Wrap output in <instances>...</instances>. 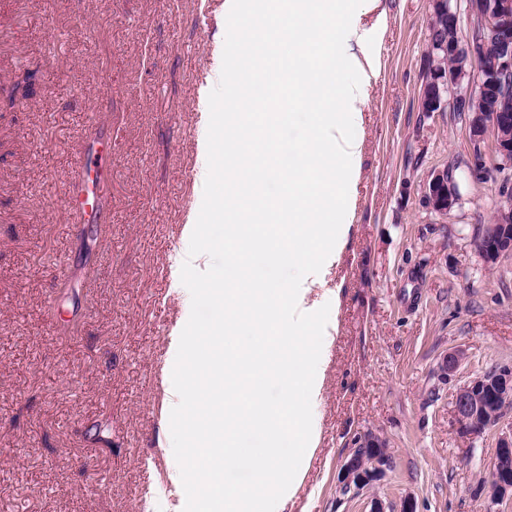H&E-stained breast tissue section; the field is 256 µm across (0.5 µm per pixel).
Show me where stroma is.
Here are the masks:
<instances>
[{
	"label": "stroma",
	"instance_id": "35a3bbf8",
	"mask_svg": "<svg viewBox=\"0 0 512 512\" xmlns=\"http://www.w3.org/2000/svg\"><path fill=\"white\" fill-rule=\"evenodd\" d=\"M386 29L357 136L363 167L339 257L305 294L329 306L319 424L301 482L277 512H512L490 502L495 444L459 433L451 394L512 366V257L486 269L473 242L512 183L463 115L421 109L432 0H381ZM230 0H0V512H183L168 391L191 297L180 279L207 169L208 96ZM36 92L3 100L23 72ZM97 114V127L88 117ZM112 143L106 221L65 206L77 155ZM452 173L459 201L431 210ZM67 257L66 275L51 265ZM338 297H331V290ZM465 359L452 378L439 366ZM386 442L383 481L343 493L355 438ZM426 200L428 205L437 212H447L459 200L457 185L447 171L434 175L426 188Z\"/></svg>",
	"mask_w": 512,
	"mask_h": 512
}]
</instances>
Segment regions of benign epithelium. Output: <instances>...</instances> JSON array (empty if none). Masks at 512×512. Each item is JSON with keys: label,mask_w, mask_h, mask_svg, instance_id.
<instances>
[{"label": "benign epithelium", "mask_w": 512, "mask_h": 512, "mask_svg": "<svg viewBox=\"0 0 512 512\" xmlns=\"http://www.w3.org/2000/svg\"><path fill=\"white\" fill-rule=\"evenodd\" d=\"M470 9L481 21L468 45H448L444 41L430 47L428 65L434 71V93L423 96L422 110L437 112L444 105L448 88H461L455 100L463 105L464 114L474 140L480 142L491 133L498 156L512 164V141L501 134V127L508 123L507 96H512V28L503 20L512 17V0H469ZM497 43L498 57L492 76L480 78L476 74L480 55ZM501 89L504 97L488 99V85ZM428 205L437 212H447L458 201L457 185L448 172L434 175L426 188ZM512 193L506 195L497 210L493 223L485 225L475 240V248L487 268L493 269L500 260L512 255ZM512 406V367L501 366L492 373H484L458 387L452 399V413L460 434L477 436L484 425L500 424L505 410ZM357 444L375 449L372 457L350 454L340 468V483L360 492L376 484L388 469L385 442L366 434ZM493 477L479 488L487 492L491 501L512 497V428L502 433L496 442L491 463Z\"/></svg>", "instance_id": "benign-epithelium-1"}]
</instances>
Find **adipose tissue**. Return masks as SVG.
<instances>
[{"mask_svg":"<svg viewBox=\"0 0 512 512\" xmlns=\"http://www.w3.org/2000/svg\"><path fill=\"white\" fill-rule=\"evenodd\" d=\"M325 7V0H266L264 11L244 20L248 28L261 34L268 46L288 45L286 82H279L273 75L264 77L263 82L271 87L283 84L295 105L301 108L321 106L329 79L337 71L373 62L368 48L377 34L376 29L348 25L336 34L318 26L284 27L280 24L283 16L300 17L312 9Z\"/></svg>","mask_w":512,"mask_h":512,"instance_id":"ef3b65f1","label":"adipose tissue"}]
</instances>
